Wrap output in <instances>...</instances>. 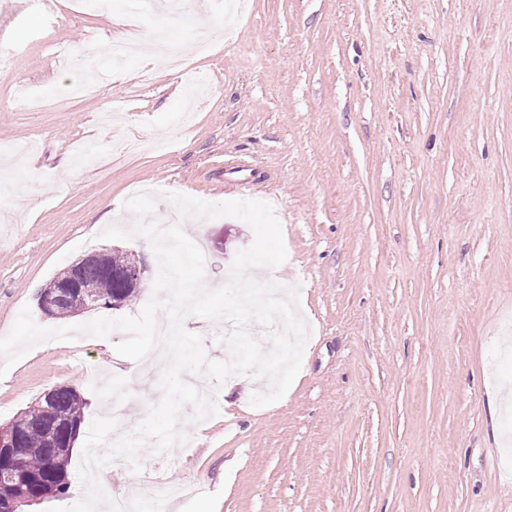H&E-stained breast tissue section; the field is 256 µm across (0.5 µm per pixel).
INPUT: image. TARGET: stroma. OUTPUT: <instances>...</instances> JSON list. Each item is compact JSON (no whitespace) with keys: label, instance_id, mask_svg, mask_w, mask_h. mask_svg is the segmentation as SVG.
<instances>
[{"label":"stroma","instance_id":"1","mask_svg":"<svg viewBox=\"0 0 512 512\" xmlns=\"http://www.w3.org/2000/svg\"><path fill=\"white\" fill-rule=\"evenodd\" d=\"M44 21L31 0H0V150L33 141L0 178V336L23 306L45 328L138 316L158 272L149 241L102 239L131 227L126 201L167 192L238 198L229 165L255 171L287 249L276 271L300 286L310 327L301 370L277 402L250 403L259 379L216 386L217 411L185 443L141 451L145 467L187 495L156 512H512V0H247L233 33L225 0L185 14L127 18L58 0ZM208 25L215 50L200 54ZM166 30L186 65L215 85L189 128L172 117L187 95L166 62L129 56L91 95L38 112L12 97L50 98L83 82L82 58L114 39ZM136 139L117 155L110 145ZM171 149L154 150L155 140ZM192 234L206 280L227 284L254 241L221 216ZM120 248L149 269L136 300L66 318L37 294L87 254ZM209 359L229 357L225 320L188 315ZM138 364L90 337L50 340L0 379V428L55 386L75 388L84 421L104 415L105 386L134 395L117 434L162 397Z\"/></svg>","mask_w":512,"mask_h":512}]
</instances>
